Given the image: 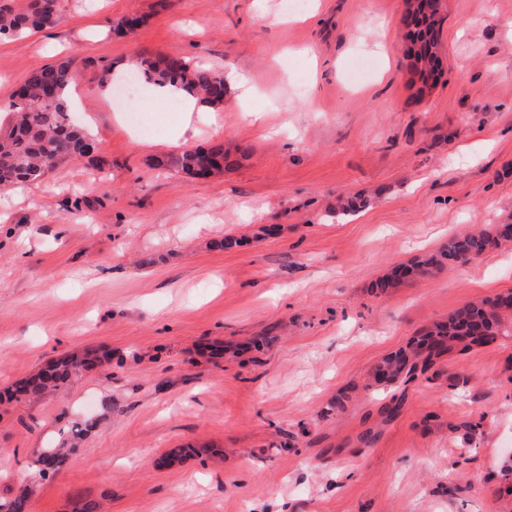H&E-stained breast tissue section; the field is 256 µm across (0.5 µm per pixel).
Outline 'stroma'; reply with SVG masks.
Segmentation results:
<instances>
[{"mask_svg":"<svg viewBox=\"0 0 512 512\" xmlns=\"http://www.w3.org/2000/svg\"><path fill=\"white\" fill-rule=\"evenodd\" d=\"M405 11L311 0L290 21L282 0H66L56 28L0 39V120L32 71L66 57L97 144L40 182L0 186V503L93 417L27 512H512V336L400 386L392 422L368 386L422 328L512 290V242L373 290L449 238L512 220V0H445L423 96ZM128 16L142 19L131 33L117 27ZM138 53L245 71L254 97L227 89L213 120L160 110L144 85L124 105L140 129L119 127L102 79ZM185 123V145L170 144ZM218 141L252 151L205 179L173 167ZM357 194L368 206L338 214ZM228 236L242 245L224 248ZM218 342L238 356L212 359ZM85 348L111 351V367L6 399ZM97 419H86L82 423H74L70 429V439L62 442L57 448H46L42 456L38 460L40 465L38 475L40 479H46L48 474L51 476L56 473L60 467L59 460H66V458L76 452L78 444L82 441L97 424Z\"/></svg>","mask_w":512,"mask_h":512,"instance_id":"stroma-1","label":"stroma"}]
</instances>
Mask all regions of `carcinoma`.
<instances>
[{
    "label": "carcinoma",
    "mask_w": 512,
    "mask_h": 512,
    "mask_svg": "<svg viewBox=\"0 0 512 512\" xmlns=\"http://www.w3.org/2000/svg\"><path fill=\"white\" fill-rule=\"evenodd\" d=\"M428 13L418 20L420 29L409 33L407 56L426 80L436 77L439 29L444 0H427ZM64 16L63 0H26L22 7L0 6V37L38 32L56 26ZM129 74L148 82L169 84L199 103L218 107L224 104V75L194 64L184 57L169 55L143 57L126 68ZM74 79L71 64L59 61L32 72L13 96L9 111L16 114L11 127L0 134V185L41 181L59 164L71 158L87 157L94 140L74 124L63 94ZM207 160L220 171L232 164L224 144L215 143L204 150H186L176 159L183 171L198 175L200 161ZM512 242V222L461 237H452L438 253L400 264L379 278L375 288L384 294L416 279L429 278L445 268L464 264L486 252ZM512 322V301L498 293L477 302L461 305L442 320L432 323L415 337L408 348L389 355L371 371L375 386L395 387L426 373L435 360L455 348L465 352L483 347L505 335ZM111 361V356L97 350L58 359L48 365L51 374L41 371L28 378L14 392L17 399L30 398L67 384L81 373L93 371ZM97 424L91 418L74 423L70 439L60 446L47 448L38 460V477L44 479L59 470L60 461L78 450V444ZM31 487L26 485L0 512H26Z\"/></svg>",
    "instance_id": "cac0c4a2"
}]
</instances>
